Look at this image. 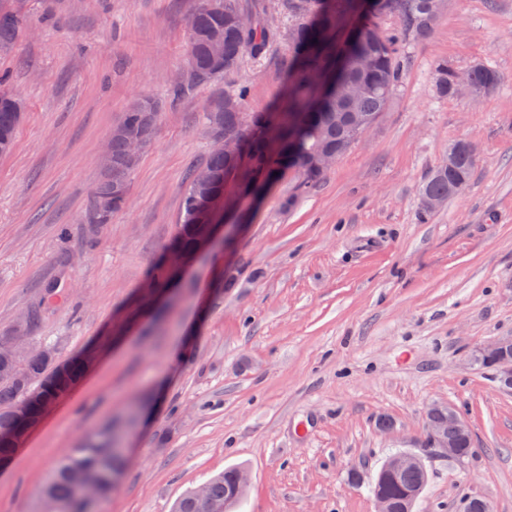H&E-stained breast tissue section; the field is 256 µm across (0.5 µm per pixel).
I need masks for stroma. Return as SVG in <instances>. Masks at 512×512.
Returning <instances> with one entry per match:
<instances>
[{"label": "stroma", "mask_w": 512, "mask_h": 512, "mask_svg": "<svg viewBox=\"0 0 512 512\" xmlns=\"http://www.w3.org/2000/svg\"><path fill=\"white\" fill-rule=\"evenodd\" d=\"M13 2L0 91L25 112L0 156V336L30 314L59 359L92 361L0 464V512H44L58 459L114 432L128 455L98 512H172L228 467L250 477L239 512H375L372 480L399 452L427 465L415 512H457L476 494L512 512V393L467 363L512 336V0H448L434 34L403 48V81L370 134L306 192L283 171L157 311L141 290L224 92L219 80L167 101L198 0ZM288 55L283 35L243 58L248 111L279 101ZM438 58L462 72L488 62L501 82L476 100L437 97ZM144 96L166 106L130 205L96 224L105 137ZM462 138L478 146L471 182L423 214L421 183ZM434 404L468 420L469 461L428 447Z\"/></svg>", "instance_id": "35a3bbf8"}]
</instances>
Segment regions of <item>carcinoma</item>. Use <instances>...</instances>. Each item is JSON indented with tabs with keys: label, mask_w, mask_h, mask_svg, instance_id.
<instances>
[{
	"label": "carcinoma",
	"mask_w": 512,
	"mask_h": 512,
	"mask_svg": "<svg viewBox=\"0 0 512 512\" xmlns=\"http://www.w3.org/2000/svg\"><path fill=\"white\" fill-rule=\"evenodd\" d=\"M437 0H373L366 10L362 0H282L288 14V80L278 105L266 112L245 111L246 87L231 86L224 96L213 101L205 113L208 128L233 133L240 141L246 164L237 165L224 153L208 151L202 167L211 179L201 181L196 171L187 177L176 232L168 244L171 250L193 253L208 230L200 205L224 194L236 181L258 196L276 174L295 168L303 192L320 180L308 167L309 156L317 150L352 147V138L341 113L354 118L377 121L388 108L402 79L401 48L408 42L428 39L437 26ZM244 13L239 0H200L188 21V51L197 60L189 73V83H208L234 74L244 55L261 56L279 33L265 17L252 14V24L243 26ZM391 13L398 19L396 32L385 31L380 17ZM19 27L17 12L0 8V43H15ZM457 69L446 59L432 63L434 91L439 97H453ZM471 83L484 91L499 84L498 72L485 62L474 63ZM14 96L0 95V155L10 153L15 144L21 113L11 108ZM158 101L138 98L128 105L115 127L122 134L111 136L112 167L94 191L95 222L107 224L112 213L126 204L129 177L138 163L131 157L128 138L150 144L160 121ZM475 159L459 152L453 170L438 165L419 188V195L448 198V181L470 180ZM87 360L75 358L58 367L54 361L33 351L19 361L4 356L0 347V462L7 461L16 449L15 437L23 427L18 407L25 402L28 416L39 417L43 399L66 396L81 380ZM127 449L111 444L74 448L58 464L56 474L45 484L46 512H94L86 508L78 492L95 495L98 502L114 486L126 458ZM238 468L217 474L188 492L174 512H224L237 484ZM421 481V474L409 470L396 476L379 470L374 489L396 508L406 504V494Z\"/></svg>",
	"instance_id": "carcinoma-1"
}]
</instances>
